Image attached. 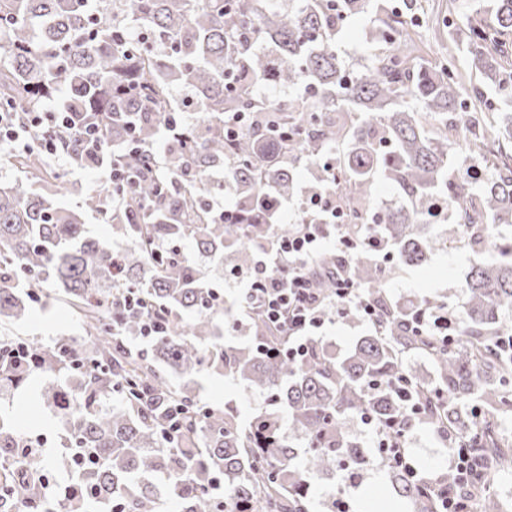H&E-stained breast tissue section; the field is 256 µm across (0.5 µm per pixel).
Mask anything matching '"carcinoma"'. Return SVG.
Segmentation results:
<instances>
[{
	"label": "carcinoma",
	"instance_id": "carcinoma-1",
	"mask_svg": "<svg viewBox=\"0 0 512 512\" xmlns=\"http://www.w3.org/2000/svg\"><path fill=\"white\" fill-rule=\"evenodd\" d=\"M463 27L448 32L467 44L481 84L465 86L450 57L431 54L409 31L405 10L423 9L391 0H288L276 10L269 0H112V10L92 0H0V105L18 123L61 86L72 97L64 112H95L103 121V163L122 159L140 183L124 190L112 210V231L127 242L114 249L86 235L81 215L61 205L62 183L50 191L24 177L0 184V317L25 319L31 304L59 290L79 315L91 343L55 336L48 343L0 335V388L24 386L39 376V392L56 403L60 377H75L77 391L60 410L71 429L72 451L87 463L76 470L59 460L69 486L55 494L33 475L49 464L25 446L13 418L0 411V512H19L10 491L27 500L25 512H157L150 478L168 481L178 512H310L308 478L346 473L369 463L345 433L349 418L369 414L379 426L401 416L399 382L418 404L408 427L449 432L472 451L476 467L457 484L453 471L440 488L499 512L485 494L497 467L512 464V448L497 433L498 416L512 409V354L499 337L509 333L501 315L512 311V259L477 267L466 280L467 303L457 340L417 336L408 322L417 307L391 302L385 271L371 250L350 261L349 276L376 308V325L339 358L316 340L306 359L269 353L286 349L288 335L253 311L244 295L231 305L212 302V288L194 255L155 250L191 239L197 253L228 259L231 270L253 269L256 252L294 233L297 224H270L258 198L270 192L286 200L297 193V168L323 166L335 155L344 179L312 186L337 193L340 206L363 220L371 211L379 174L404 197L373 224H349L357 239L378 237L398 260L423 263L437 242L421 236L435 192L442 191L458 224L472 223L478 209L493 221L512 223V0H488ZM372 14L383 32L365 70L348 72L336 44L351 19ZM260 84L304 89L285 100L263 101ZM134 86L131 97L123 88ZM188 96L175 100L172 88ZM491 90L500 107L485 105ZM201 114L197 124L167 127L179 112ZM245 115L234 141L224 139V117ZM141 146L166 133L160 154L130 153L127 124ZM48 128L32 131L28 149L0 144L22 169L45 166L39 143ZM70 161L88 166L78 138L56 136ZM492 170L478 183L453 173L448 153L459 142ZM224 173L237 222L221 221L206 198ZM339 257L324 254L317 275L335 294ZM134 290L165 327L151 337L150 353L130 342L141 338L144 318L120 300ZM246 330L252 343L241 344ZM29 348L17 368L12 349ZM411 352L429 359L438 377L406 367ZM87 363L84 369L74 362ZM201 373L242 381L267 395L269 408L241 418L226 404L201 402L174 378ZM288 416L283 429L280 410ZM396 494L415 512H433L437 487L398 468L389 469Z\"/></svg>",
	"mask_w": 512,
	"mask_h": 512
}]
</instances>
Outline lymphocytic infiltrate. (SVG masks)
Here are the masks:
<instances>
[{
  "label": "lymphocytic infiltrate",
  "instance_id": "1",
  "mask_svg": "<svg viewBox=\"0 0 512 512\" xmlns=\"http://www.w3.org/2000/svg\"><path fill=\"white\" fill-rule=\"evenodd\" d=\"M53 125L58 130L76 131L83 152L98 155L102 150L99 122L91 116L76 117L69 112H39L31 116L30 125ZM301 227L292 235L280 239L276 248L262 250L254 270L242 274L249 294L260 314L269 322L288 328L290 342L286 352L290 359L304 360L309 347L310 332L325 323L327 309L344 310L358 307L365 318H373L375 307L364 300L348 275L336 278V292L325 299L308 273V267L319 255V225H331L336 238V252L342 260H350L362 248L375 246V239L354 240L344 232L347 215L336 206L335 197L328 192H306ZM372 433L379 452L390 465L415 475L405 450L406 430L403 421L389 427L373 426Z\"/></svg>",
  "mask_w": 512,
  "mask_h": 512
}]
</instances>
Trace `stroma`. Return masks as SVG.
<instances>
[{
    "instance_id": "obj_1",
    "label": "stroma",
    "mask_w": 512,
    "mask_h": 512,
    "mask_svg": "<svg viewBox=\"0 0 512 512\" xmlns=\"http://www.w3.org/2000/svg\"><path fill=\"white\" fill-rule=\"evenodd\" d=\"M377 43L375 24L366 19H353L339 35L338 45L346 67L362 71ZM51 165L56 171L65 173L74 185L73 190L62 198L63 205L69 208H80L83 193L102 189L107 181V173L102 169H75L62 158L52 159ZM426 233L446 241V248L429 254L426 261L418 266L406 265L392 258L382 260L381 265L386 271V294L390 300H407L416 305L428 300L444 301L455 311H463L467 302L464 284L472 267L498 259L502 250L512 246V224L496 225L494 247L475 250L455 247L460 227L452 219L427 225ZM11 331L18 336L39 339L58 335L76 337L80 334L70 308L54 299L43 306L33 307L24 321L12 325ZM370 332L367 321H346L330 313L325 317L319 336L337 354L343 355L360 337ZM192 385L203 402L213 406H234L244 416L266 405V398L260 391L218 376H194ZM0 408L9 411L22 423L39 422L40 432L50 434L57 429L56 410L44 403L35 385L0 393ZM405 446L420 477L434 479L447 471L451 450L435 430L413 428L406 436ZM309 494L314 512H329V503L335 497L346 501L350 512H388L390 506L399 503L379 462L351 482L338 476L313 477Z\"/></svg>"
}]
</instances>
